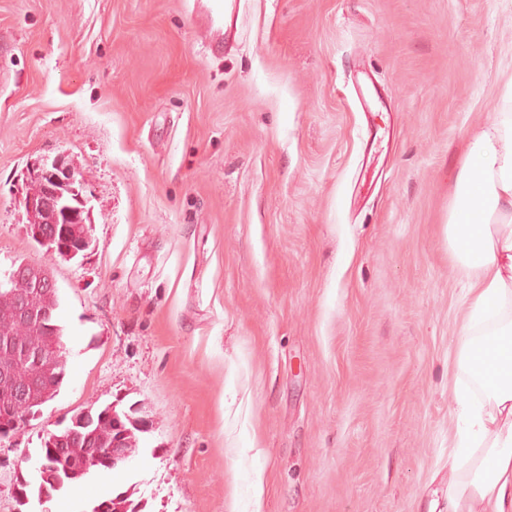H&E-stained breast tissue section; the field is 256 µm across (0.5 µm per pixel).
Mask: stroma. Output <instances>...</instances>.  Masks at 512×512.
Returning <instances> with one entry per match:
<instances>
[{"label": "stroma", "mask_w": 512, "mask_h": 512, "mask_svg": "<svg viewBox=\"0 0 512 512\" xmlns=\"http://www.w3.org/2000/svg\"><path fill=\"white\" fill-rule=\"evenodd\" d=\"M0 0V272L48 267L66 377L0 438L15 472L81 409L149 419L131 512H442L467 280L448 258L465 139L502 108L512 0ZM370 76L371 112L356 95ZM81 172L92 242L26 232L37 168ZM240 0H216L212 8L200 18L201 23L213 49L220 51L237 39L235 20L240 10ZM224 23L222 25V19ZM230 19L229 25L226 23Z\"/></svg>", "instance_id": "35a3bbf8"}]
</instances>
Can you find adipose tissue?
<instances>
[{
	"label": "adipose tissue",
	"mask_w": 512,
	"mask_h": 512,
	"mask_svg": "<svg viewBox=\"0 0 512 512\" xmlns=\"http://www.w3.org/2000/svg\"><path fill=\"white\" fill-rule=\"evenodd\" d=\"M446 233L468 279L446 512H512V111L468 137Z\"/></svg>",
	"instance_id": "ef3b65f1"
}]
</instances>
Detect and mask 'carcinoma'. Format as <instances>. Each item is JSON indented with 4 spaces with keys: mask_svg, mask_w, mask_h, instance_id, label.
Returning <instances> with one entry per match:
<instances>
[{
    "mask_svg": "<svg viewBox=\"0 0 512 512\" xmlns=\"http://www.w3.org/2000/svg\"><path fill=\"white\" fill-rule=\"evenodd\" d=\"M25 297L33 312L28 320L18 318L16 300ZM60 306L58 288L52 286L36 290L29 281L20 278L12 282L10 290L0 289V341L7 338L20 350L33 344L47 346L58 342L63 337L64 327L58 316ZM65 378V366H50L43 371L33 370L19 356L12 368L9 379H0V409H13V415L21 418L26 412V404L36 402L49 395L56 397ZM26 384L30 388L28 400H18L14 395L15 383ZM130 412L120 411L118 415L124 418L127 430L124 440L126 447H138L139 435L144 430L126 419ZM76 437L69 436V427L65 426L58 432L61 442L56 447L64 449L63 457L54 461V466L45 471H38L33 478L26 477L27 491L32 497H39L42 489H47L51 495L57 496L66 492L69 487L84 480L92 474L112 469V465L102 460L98 465L87 469L85 462L90 452L112 447V441L119 432L113 424L112 409L108 406L97 407L92 411V418L85 424L74 427Z\"/></svg>",
    "mask_w": 512,
    "mask_h": 512,
    "instance_id": "obj_1",
    "label": "carcinoma"
}]
</instances>
